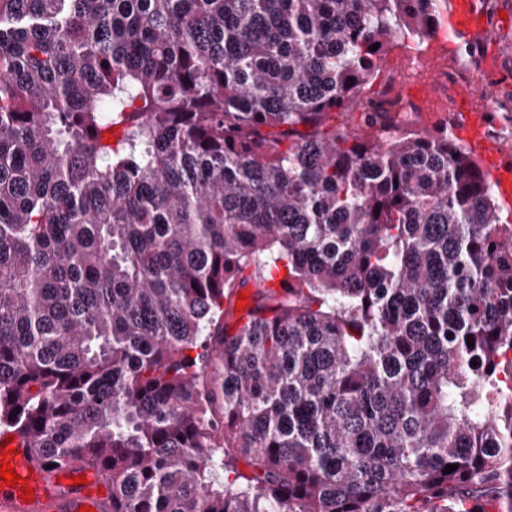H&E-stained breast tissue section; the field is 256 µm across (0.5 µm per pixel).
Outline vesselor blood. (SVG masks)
Returning a JSON list of instances; mask_svg holds the SVG:
<instances>
[{
    "label": "vessel or blood",
    "instance_id": "b4317fda",
    "mask_svg": "<svg viewBox=\"0 0 512 512\" xmlns=\"http://www.w3.org/2000/svg\"><path fill=\"white\" fill-rule=\"evenodd\" d=\"M450 23L456 30L473 34L483 29L485 14L481 0H450ZM456 132L477 148H484L482 114L478 111L460 113ZM492 152L501 169L498 177L504 201H512V147L494 146ZM15 452L9 460L16 474L26 478L34 493L23 501L14 487L0 489V512H79L88 506L94 512H112V484L107 475L96 467L71 465L51 467L37 459L24 434H16ZM85 476L82 485L73 484L76 476Z\"/></svg>",
    "mask_w": 512,
    "mask_h": 512
}]
</instances>
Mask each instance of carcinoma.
Masks as SVG:
<instances>
[{"mask_svg":"<svg viewBox=\"0 0 512 512\" xmlns=\"http://www.w3.org/2000/svg\"><path fill=\"white\" fill-rule=\"evenodd\" d=\"M446 12L0 0V425L112 512H512V224L448 125L328 127Z\"/></svg>","mask_w":512,"mask_h":512,"instance_id":"carcinoma-1","label":"carcinoma"}]
</instances>
